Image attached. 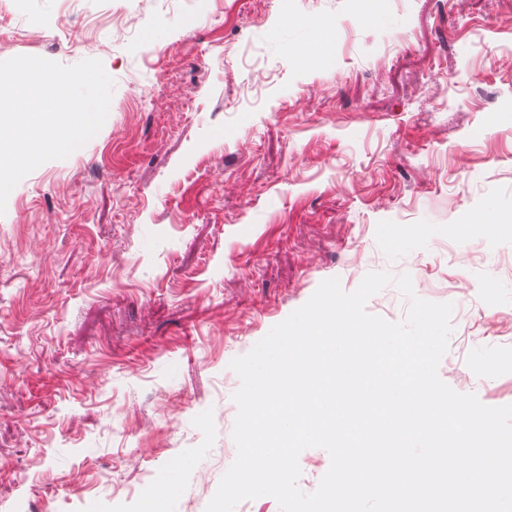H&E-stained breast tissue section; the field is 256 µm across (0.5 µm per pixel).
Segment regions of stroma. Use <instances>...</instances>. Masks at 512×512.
Returning a JSON list of instances; mask_svg holds the SVG:
<instances>
[{
  "label": "stroma",
  "instance_id": "1",
  "mask_svg": "<svg viewBox=\"0 0 512 512\" xmlns=\"http://www.w3.org/2000/svg\"><path fill=\"white\" fill-rule=\"evenodd\" d=\"M0 61L100 60V131L0 215V512H206L230 362L319 284L454 306L512 404V0H0Z\"/></svg>",
  "mask_w": 512,
  "mask_h": 512
}]
</instances>
